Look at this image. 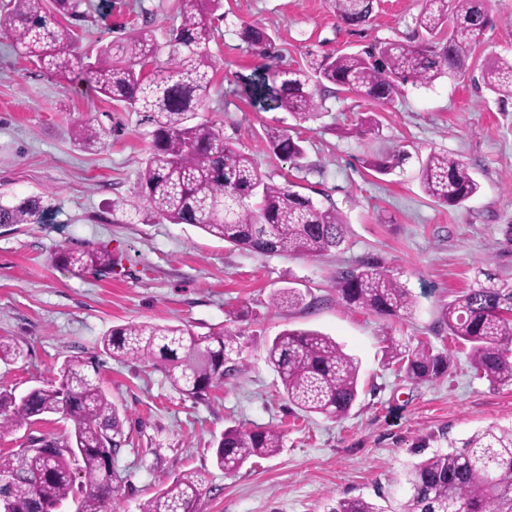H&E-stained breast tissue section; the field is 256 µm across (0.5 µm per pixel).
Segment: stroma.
<instances>
[{
    "instance_id": "1",
    "label": "stroma",
    "mask_w": 512,
    "mask_h": 512,
    "mask_svg": "<svg viewBox=\"0 0 512 512\" xmlns=\"http://www.w3.org/2000/svg\"><path fill=\"white\" fill-rule=\"evenodd\" d=\"M90 3L79 32L88 50L132 33L160 39L181 22L177 0ZM424 5L376 0L369 23L348 27L330 0H223L205 114L264 176L291 181L339 212L346 240L320 257L263 255L189 224L113 211V200L134 199L151 146L141 114L101 96L84 77L65 80L22 59L0 28V201L37 196L45 205L41 223L0 227V337L21 350L0 359V387L21 394L53 380L65 356L95 359L126 436L114 457L125 481L117 512H140L162 485L190 471L209 479L198 512H329L336 500L356 497L399 512L413 465L477 431L512 426V385H490L438 317L482 274L512 284V100L501 101L481 81L488 63L512 58V0H490L491 24L464 77L405 86L389 105L340 91L328 96L325 113L297 123L255 95L264 62L239 36L242 27L261 24L276 39V67L295 69L312 53L415 42ZM371 113L379 135L353 134ZM90 119L108 136L87 151L75 146L74 133ZM286 124L304 148L296 162L275 156L267 141L269 128ZM398 144L410 157L394 174L365 168V159ZM432 151L461 157L479 182L463 207L424 194L419 161ZM80 247L117 253L116 271L98 276L54 263L57 253ZM366 260L388 267L410 290L413 315L380 316L339 299L341 272ZM288 287L305 304L273 307V293ZM243 307L248 317L234 318ZM143 322L199 336L231 331L241 345L238 372L206 399L192 400L161 370L101 352L112 327ZM287 328L325 333L358 360L359 398L342 421L305 415L283 397L266 347ZM387 332L449 353L448 372L425 384L405 378L388 356ZM238 426L279 430L283 446L224 473L213 464V446ZM72 427L57 414L2 432L0 454L18 450L27 435L59 437Z\"/></svg>"
}]
</instances>
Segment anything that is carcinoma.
Masks as SVG:
<instances>
[{
  "label": "carcinoma",
  "mask_w": 512,
  "mask_h": 512,
  "mask_svg": "<svg viewBox=\"0 0 512 512\" xmlns=\"http://www.w3.org/2000/svg\"><path fill=\"white\" fill-rule=\"evenodd\" d=\"M0 18L9 28L19 55L63 78L85 74L96 92L122 102L152 127V148L140 173V197L147 217L172 224H191L228 244L261 254L321 255L345 241L344 221L336 209L277 184L259 173L253 158L224 142L215 124L200 117L210 93L213 68L210 43L217 28L214 15L222 0H178L181 22L160 43L146 33L97 49L95 59L79 46V22L86 0H9ZM343 24L369 22L373 0H331ZM421 39L416 44L385 41L361 53L310 55L293 70H275L261 78L255 92L299 121L324 110L333 87L379 104L397 98L408 84L428 87L444 76L463 75L487 24V0H426L416 18ZM242 39L254 55L276 58L272 36L250 26ZM166 62L152 68L160 53ZM485 87L512 99V59L500 58L482 71ZM106 131L91 121L75 134L84 148L97 146ZM275 153L296 161L299 141L286 127L267 132ZM408 152L402 146L366 161L369 169L391 175ZM423 191L440 205L461 207L480 184L459 157L431 152L419 161ZM42 200L36 196L0 203V227L37 224ZM63 267L105 275L112 254L99 249L66 250L54 256ZM337 292L343 302L382 316H409L416 308L411 292L375 261L345 271ZM273 305L304 303L295 288L273 295ZM441 322L448 335L469 345L478 370L492 384L512 385V286L487 277L443 306ZM391 358L417 383L431 382L450 368L451 357L411 347L387 333ZM102 351L163 370L174 390L200 399L238 370L236 336L219 331L205 336L174 325L150 323L115 327L101 339ZM283 395L297 409L343 419L359 395V363L336 341L314 330L286 329L267 347ZM93 362L78 355L65 358L57 385L36 386L18 396L0 389V432L33 426L43 416L62 414L73 429L59 438L30 437L26 448L0 454V498L20 512L42 510L69 500L76 512H105L123 494L112 471V457L124 442L118 408L89 372ZM282 448V435L272 429L224 431L214 448L215 465L235 473L253 457H268ZM82 473L76 481L75 472ZM410 496L403 512H512V427L479 431L416 464L408 474ZM204 479L182 474L171 479L141 512H196ZM329 512H382L364 498H341Z\"/></svg>",
  "instance_id": "obj_1"
}]
</instances>
